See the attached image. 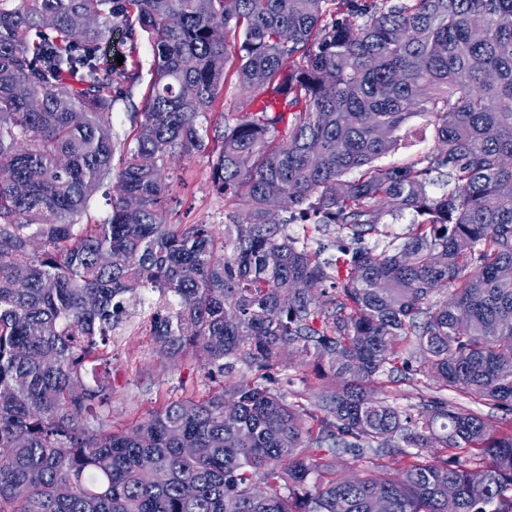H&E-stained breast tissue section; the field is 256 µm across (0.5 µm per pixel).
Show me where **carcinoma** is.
Instances as JSON below:
<instances>
[{"label":"carcinoma","instance_id":"1","mask_svg":"<svg viewBox=\"0 0 512 512\" xmlns=\"http://www.w3.org/2000/svg\"><path fill=\"white\" fill-rule=\"evenodd\" d=\"M7 2L0 512H448L450 488L454 512H512V431L443 397L512 413V0ZM132 15L154 63L123 147L112 84L134 75L100 52ZM230 83L273 103L224 121V232L169 224L165 166L209 150L202 118ZM415 116L438 152L378 164ZM112 179L109 215L80 223ZM405 212L403 241L368 246ZM299 219L352 246L311 249ZM146 289L163 356L252 377L114 430L109 370L83 371L110 365ZM292 356L313 362L312 409L268 385ZM399 364L436 384L411 410L371 387Z\"/></svg>","mask_w":512,"mask_h":512}]
</instances>
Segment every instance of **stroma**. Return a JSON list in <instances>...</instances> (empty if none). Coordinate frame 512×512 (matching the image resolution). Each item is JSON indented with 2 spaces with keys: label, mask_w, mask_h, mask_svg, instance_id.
Here are the masks:
<instances>
[{
  "label": "stroma",
  "mask_w": 512,
  "mask_h": 512,
  "mask_svg": "<svg viewBox=\"0 0 512 512\" xmlns=\"http://www.w3.org/2000/svg\"><path fill=\"white\" fill-rule=\"evenodd\" d=\"M105 65L136 71L135 80L116 83L112 90V130L123 141L134 138L132 113L141 111L152 78L153 46L149 36L135 31L133 37L117 38L102 51ZM210 152L195 153L168 162L166 171L174 190L167 205V219L173 224H212L224 226V198L212 184ZM155 293L144 291L143 300L134 304L130 319L117 331L112 346L113 428L121 429L144 417L167 400L202 398L220 388L221 380L205 377L202 363L194 356L174 360L162 357L150 332V313ZM308 361L291 359L275 370V387L289 402L311 405L314 396L306 375Z\"/></svg>",
  "instance_id": "35a3bbf8"
}]
</instances>
